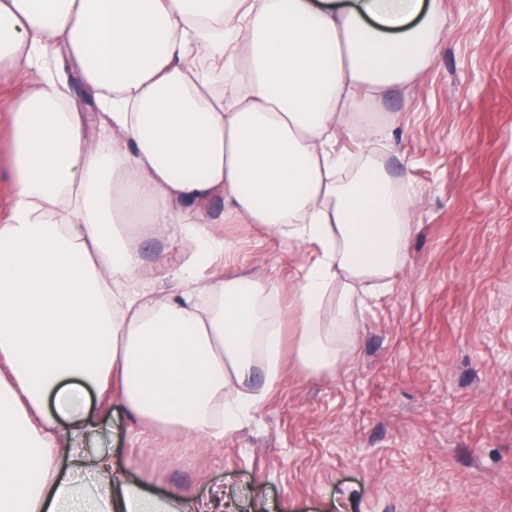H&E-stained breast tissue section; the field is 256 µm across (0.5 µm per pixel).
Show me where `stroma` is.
I'll use <instances>...</instances> for the list:
<instances>
[{
    "label": "stroma",
    "instance_id": "stroma-1",
    "mask_svg": "<svg viewBox=\"0 0 512 512\" xmlns=\"http://www.w3.org/2000/svg\"><path fill=\"white\" fill-rule=\"evenodd\" d=\"M436 56L372 112L410 183L395 286L359 313L346 357L287 359L248 425L219 441L135 437L89 404L87 447L161 498L226 512H512V0H442ZM235 269L283 285L310 250L222 224Z\"/></svg>",
    "mask_w": 512,
    "mask_h": 512
}]
</instances>
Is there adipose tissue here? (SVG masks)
<instances>
[{"label":"adipose tissue","instance_id":"adipose-tissue-1","mask_svg":"<svg viewBox=\"0 0 512 512\" xmlns=\"http://www.w3.org/2000/svg\"><path fill=\"white\" fill-rule=\"evenodd\" d=\"M446 22L441 0H0V512H214L157 500L58 419L91 389L140 436L223 439L279 382L291 312L300 365L335 366L358 285L392 288L412 233L364 107L425 70ZM217 221L313 258L287 289L199 279L233 248ZM146 241L185 254L173 287L146 278ZM10 161V135L5 125L0 124V198L9 193L7 171Z\"/></svg>","mask_w":512,"mask_h":512}]
</instances>
